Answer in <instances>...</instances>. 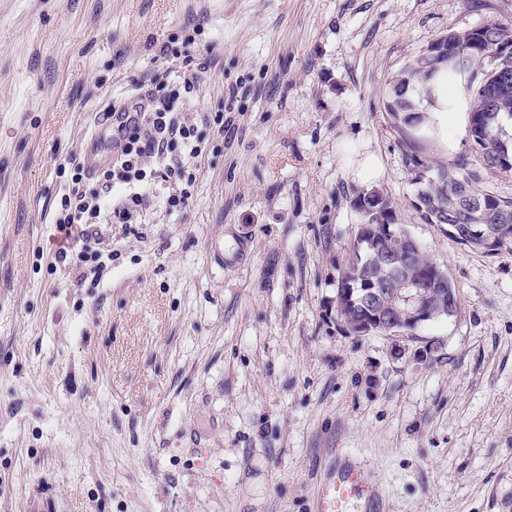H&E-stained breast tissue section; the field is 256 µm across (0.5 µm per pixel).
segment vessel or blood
I'll list each match as a JSON object with an SVG mask.
<instances>
[{"label": "vessel or blood", "instance_id": "1", "mask_svg": "<svg viewBox=\"0 0 512 512\" xmlns=\"http://www.w3.org/2000/svg\"><path fill=\"white\" fill-rule=\"evenodd\" d=\"M382 492L365 466L344 461L324 479L313 512H380Z\"/></svg>", "mask_w": 512, "mask_h": 512}]
</instances>
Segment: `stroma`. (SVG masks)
<instances>
[{"label":"stroma","mask_w":512,"mask_h":512,"mask_svg":"<svg viewBox=\"0 0 512 512\" xmlns=\"http://www.w3.org/2000/svg\"><path fill=\"white\" fill-rule=\"evenodd\" d=\"M487 22L512 0H0V512H313L338 449L385 512H512V243L423 219L384 110L428 43ZM193 27L194 111L232 102L230 124L202 127L187 208L102 225L109 272L76 284L58 166L108 163L102 113L175 78L155 56ZM370 189L447 271L453 317L337 325Z\"/></svg>","instance_id":"1"}]
</instances>
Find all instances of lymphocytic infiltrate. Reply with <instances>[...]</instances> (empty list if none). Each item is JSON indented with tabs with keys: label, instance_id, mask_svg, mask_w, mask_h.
<instances>
[{
	"label": "lymphocytic infiltrate",
	"instance_id": "1",
	"mask_svg": "<svg viewBox=\"0 0 512 512\" xmlns=\"http://www.w3.org/2000/svg\"><path fill=\"white\" fill-rule=\"evenodd\" d=\"M194 43V35L186 34L176 81L145 91L133 88V102L112 121L116 156L109 166L91 175L73 158L59 169L65 188L54 220L61 241L58 259L72 263L80 274L99 278L106 269L90 247L99 225L134 223L145 201L160 190L166 193L167 211L187 206V165L204 153L203 138L190 115L192 97L208 69Z\"/></svg>",
	"mask_w": 512,
	"mask_h": 512
}]
</instances>
